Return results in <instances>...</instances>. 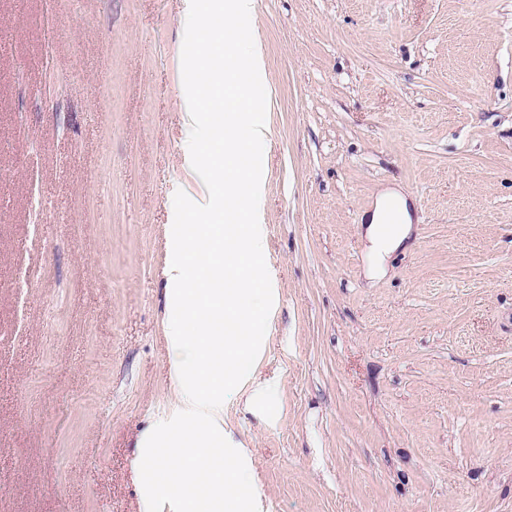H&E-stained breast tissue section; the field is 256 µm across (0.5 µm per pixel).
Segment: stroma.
<instances>
[{
  "label": "stroma",
  "instance_id": "35a3bbf8",
  "mask_svg": "<svg viewBox=\"0 0 512 512\" xmlns=\"http://www.w3.org/2000/svg\"><path fill=\"white\" fill-rule=\"evenodd\" d=\"M190 0H0V512H139ZM267 512H512V0H255ZM413 216L373 276L360 216Z\"/></svg>",
  "mask_w": 512,
  "mask_h": 512
}]
</instances>
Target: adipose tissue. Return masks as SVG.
Here are the masks:
<instances>
[{
	"instance_id": "ef3b65f1",
	"label": "adipose tissue",
	"mask_w": 512,
	"mask_h": 512,
	"mask_svg": "<svg viewBox=\"0 0 512 512\" xmlns=\"http://www.w3.org/2000/svg\"><path fill=\"white\" fill-rule=\"evenodd\" d=\"M395 211L401 215L400 224L394 225L389 235H382L383 220ZM410 221L406 199L400 191L385 190L379 194L364 229L369 250L376 261H385L388 255L403 246L411 232Z\"/></svg>"
}]
</instances>
